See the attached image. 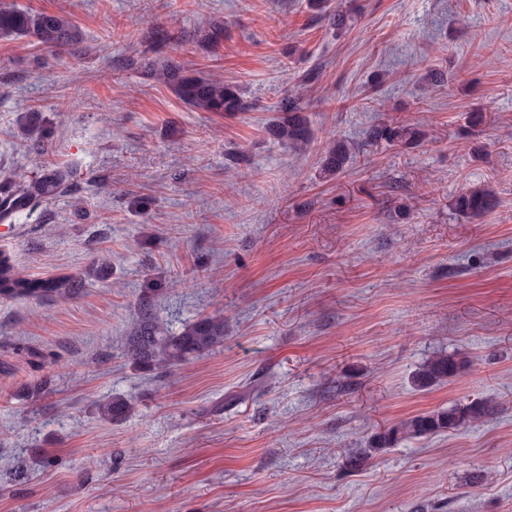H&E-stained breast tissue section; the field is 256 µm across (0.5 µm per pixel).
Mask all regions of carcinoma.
I'll return each mask as SVG.
<instances>
[{
	"instance_id": "1",
	"label": "carcinoma",
	"mask_w": 512,
	"mask_h": 512,
	"mask_svg": "<svg viewBox=\"0 0 512 512\" xmlns=\"http://www.w3.org/2000/svg\"><path fill=\"white\" fill-rule=\"evenodd\" d=\"M29 39V42L56 52L75 47L82 39L74 22L63 15L34 11L12 4H0V39ZM143 75L162 81L185 105L199 112L224 114L243 112L247 103L235 86L210 75H187L174 61L158 60L142 66ZM279 141L293 145L306 144L312 139L308 116L296 96L288 97L281 116L269 127ZM375 140L405 144L414 137L404 126L379 125L371 132ZM24 138L31 149H39L42 131L31 119L24 129ZM352 158L351 149L344 143H332L320 159V172L325 178L339 175ZM74 178L70 166H55L40 175L10 176L12 191L0 199V221L13 214L39 206L51 193L65 195ZM494 207V198L487 189L474 188L454 201V209L465 218L480 217ZM79 282L72 277L38 279L26 275L10 258L0 259V299H40L51 294H76ZM224 345V319L203 317L186 324L174 333L165 323L153 316L150 305H143L138 322L126 337L125 354L137 367L148 371L170 373L190 361L200 358ZM461 362L452 355H437L427 360L412 376L415 387L423 390L455 377ZM101 419L120 421L131 411L128 399L115 396L92 401ZM497 412L496 401L475 397L464 404L421 413L377 433L365 448L353 452L347 460L351 469H360L376 453L404 438L418 439L455 431L467 424L490 419Z\"/></svg>"
}]
</instances>
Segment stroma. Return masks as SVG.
Instances as JSON below:
<instances>
[{
  "instance_id": "35a3bbf8",
  "label": "stroma",
  "mask_w": 512,
  "mask_h": 512,
  "mask_svg": "<svg viewBox=\"0 0 512 512\" xmlns=\"http://www.w3.org/2000/svg\"><path fill=\"white\" fill-rule=\"evenodd\" d=\"M14 2L83 41L0 40V182L77 176L16 214L0 252L82 287L0 300V512H512V0ZM133 53L223 75L251 107L190 110ZM296 86L303 148L267 131ZM383 122L420 135L372 141ZM332 136L356 154L327 180ZM476 187L495 208L460 216ZM145 300L175 332L223 317V346L137 368L123 338ZM439 354L458 375L415 389ZM90 393L129 416L100 419ZM478 396L499 406L488 421L345 469L375 432Z\"/></svg>"
}]
</instances>
